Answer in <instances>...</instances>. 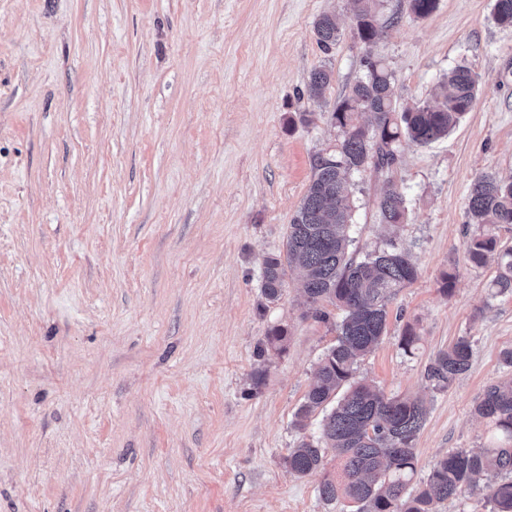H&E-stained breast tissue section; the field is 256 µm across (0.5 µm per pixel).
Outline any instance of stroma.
<instances>
[{
  "label": "stroma",
  "instance_id": "stroma-1",
  "mask_svg": "<svg viewBox=\"0 0 512 512\" xmlns=\"http://www.w3.org/2000/svg\"><path fill=\"white\" fill-rule=\"evenodd\" d=\"M492 9L439 0L419 18L384 0L367 48L351 0H0V512H334L322 475L285 459L319 435L320 416L293 421L341 313L306 316L291 274L267 303L262 269L368 50L400 104L432 100L458 64L482 90L447 137L402 141L406 224L378 222L380 177L354 179L357 246L395 241L419 267L357 375L428 402L419 475L487 443L474 406L512 374V294L493 295L494 264H472L465 244L474 178L512 176V28ZM327 11L342 29L329 54L312 31ZM323 64L325 99L298 101ZM275 325L286 351L263 347ZM461 336L472 366L434 390L425 368Z\"/></svg>",
  "mask_w": 512,
  "mask_h": 512
}]
</instances>
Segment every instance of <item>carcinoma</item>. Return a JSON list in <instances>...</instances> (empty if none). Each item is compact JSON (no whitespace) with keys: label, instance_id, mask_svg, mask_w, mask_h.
Wrapping results in <instances>:
<instances>
[{"label":"carcinoma","instance_id":"obj_1","mask_svg":"<svg viewBox=\"0 0 512 512\" xmlns=\"http://www.w3.org/2000/svg\"><path fill=\"white\" fill-rule=\"evenodd\" d=\"M359 40L372 44L385 26L378 0H352ZM438 0H408L411 13L429 16ZM493 20L512 28V0H494ZM319 48L332 52L341 31L336 16L323 13L313 22ZM363 75L346 86L329 119L338 129L334 148L312 160V176L286 234L284 254L264 260L262 294L269 303L283 292L286 271L294 268L302 280L309 310L322 322L330 320L325 305L343 312L336 344L318 362L316 380L295 414L303 430L313 414L324 416L320 436L301 437L289 450L288 469L307 476L326 468L328 449L336 452V478H324L319 497L327 505L345 500L356 512H438L443 502L465 491L482 494L490 512H512V376L489 386L475 413L491 425L493 436L477 450L458 449L438 459L426 478L416 474L415 440L428 406L419 399L388 397L355 379L358 365L387 335L388 305L396 291L413 283L418 266L408 251L388 247L362 256L352 249L349 230L354 209V173L370 171L384 187L374 200L382 224L397 226L409 217L407 199L392 177L399 146L407 139L428 145L448 135L469 112L478 96L480 77L465 65L448 71L446 92L434 102L400 106L393 97V75L382 61L366 53ZM334 80L333 68L311 71L298 99L321 101ZM467 223L475 231L466 244L471 263L496 258L494 294L512 292V247L501 244L497 229L512 225V179L491 173L470 185ZM419 341L406 325L398 345L413 354ZM288 330L272 328L267 345L286 350ZM473 345L459 337L431 359L426 375L437 390L448 388L471 367Z\"/></svg>","mask_w":512,"mask_h":512}]
</instances>
